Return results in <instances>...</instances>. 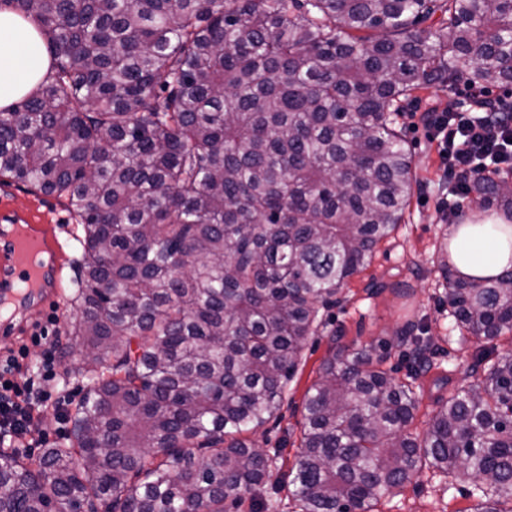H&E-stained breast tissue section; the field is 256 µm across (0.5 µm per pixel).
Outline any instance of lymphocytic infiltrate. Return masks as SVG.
Returning a JSON list of instances; mask_svg holds the SVG:
<instances>
[{
  "mask_svg": "<svg viewBox=\"0 0 512 512\" xmlns=\"http://www.w3.org/2000/svg\"><path fill=\"white\" fill-rule=\"evenodd\" d=\"M456 94L464 98V108L452 112L433 107L422 118L438 142L448 193L463 201L479 175L491 169L512 170V103L492 101L487 88L473 84ZM27 357L23 346L0 356V439H10L16 448L38 447L40 418L61 408L46 387L57 376L52 351H45L36 378L29 373Z\"/></svg>",
  "mask_w": 512,
  "mask_h": 512,
  "instance_id": "obj_1",
  "label": "lymphocytic infiltrate"
}]
</instances>
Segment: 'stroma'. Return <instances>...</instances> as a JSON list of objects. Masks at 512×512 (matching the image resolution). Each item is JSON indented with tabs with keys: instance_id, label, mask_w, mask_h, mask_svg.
Wrapping results in <instances>:
<instances>
[{
	"instance_id": "stroma-1",
	"label": "stroma",
	"mask_w": 512,
	"mask_h": 512,
	"mask_svg": "<svg viewBox=\"0 0 512 512\" xmlns=\"http://www.w3.org/2000/svg\"><path fill=\"white\" fill-rule=\"evenodd\" d=\"M459 99L450 90L425 87L404 102V113L397 121L413 158L416 181L410 207L402 224L380 244L370 265L356 274L342 289L339 301L328 307L326 326L320 335L310 337L300 355L298 371L288 385L279 412L259 428L252 439L274 456L272 476L255 498H244L236 512H296L288 494L289 474L299 453L300 423L305 395L327 357L332 337L341 344L375 348L386 355L387 364L404 377L407 362L398 336L402 329L424 326L433 344L431 368L416 382L417 410L413 428L424 431L433 414L450 391L473 380L472 366L484 344L476 337L453 329L448 319L446 283L435 262L436 250L446 238L448 220L436 209L444 193L439 181L436 144L425 128L411 127L409 111H423L432 104L456 108ZM35 218L51 215L62 224L61 243L69 257L63 270L66 293L76 290L75 281L83 262L81 247L73 240V224L65 201L29 186L10 182L0 184V205ZM81 339L58 331L54 340L59 364L56 389L79 400L86 391L82 370ZM474 481L469 477L447 480L439 472L426 469L404 487L382 498L377 512H469L475 503L471 495Z\"/></svg>"
}]
</instances>
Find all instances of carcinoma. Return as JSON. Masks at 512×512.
I'll return each mask as SVG.
<instances>
[{
  "instance_id": "obj_1",
  "label": "carcinoma",
  "mask_w": 512,
  "mask_h": 512,
  "mask_svg": "<svg viewBox=\"0 0 512 512\" xmlns=\"http://www.w3.org/2000/svg\"><path fill=\"white\" fill-rule=\"evenodd\" d=\"M51 72L0 110V181L68 200L87 392L69 444L0 449V512H229L271 476L250 434L281 408L318 313L402 223L416 181L395 112L422 86L512 84L506 0H0ZM434 35L420 25L435 14ZM512 213L501 179L473 182ZM438 265L455 326L512 335V272ZM405 378L323 361L288 485L300 512H375L424 467L512 512V351L411 432Z\"/></svg>"
}]
</instances>
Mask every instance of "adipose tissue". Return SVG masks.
I'll list each match as a JSON object with an SVG mask.
<instances>
[{
  "instance_id": "ef3b65f1",
  "label": "adipose tissue",
  "mask_w": 512,
  "mask_h": 512,
  "mask_svg": "<svg viewBox=\"0 0 512 512\" xmlns=\"http://www.w3.org/2000/svg\"><path fill=\"white\" fill-rule=\"evenodd\" d=\"M50 65L43 37L29 21L0 11V109L37 90ZM450 261L457 276L482 280L512 270V221L476 214L452 228Z\"/></svg>"
}]
</instances>
